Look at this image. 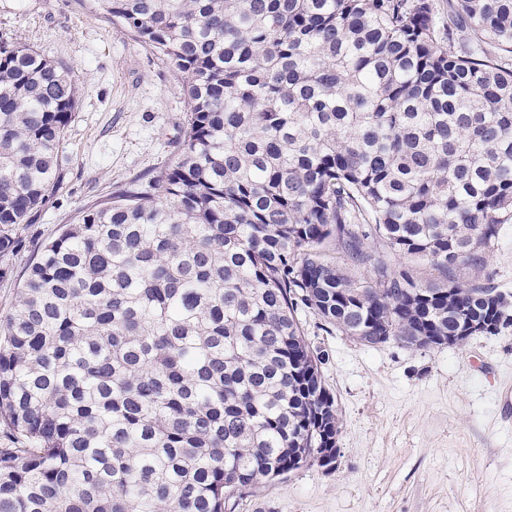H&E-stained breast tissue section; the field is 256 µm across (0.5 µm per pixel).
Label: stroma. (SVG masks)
I'll list each match as a JSON object with an SVG mask.
<instances>
[{"label": "stroma", "mask_w": 512, "mask_h": 512, "mask_svg": "<svg viewBox=\"0 0 512 512\" xmlns=\"http://www.w3.org/2000/svg\"><path fill=\"white\" fill-rule=\"evenodd\" d=\"M73 67L75 115L58 153L63 184L0 262V317L42 240L135 183L147 187L183 139L180 75L92 0H0V36ZM341 433L338 466L259 485L236 512H512V328L457 347H368L308 312Z\"/></svg>", "instance_id": "1"}]
</instances>
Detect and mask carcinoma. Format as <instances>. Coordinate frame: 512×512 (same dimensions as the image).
<instances>
[{
	"label": "carcinoma",
	"instance_id": "1",
	"mask_svg": "<svg viewBox=\"0 0 512 512\" xmlns=\"http://www.w3.org/2000/svg\"><path fill=\"white\" fill-rule=\"evenodd\" d=\"M94 2L181 75L184 147L43 242L0 319V512H235L337 464L299 312L422 351L512 326V294L458 279L512 221V0H448L446 33L433 0ZM77 102L0 37L3 256Z\"/></svg>",
	"mask_w": 512,
	"mask_h": 512
}]
</instances>
